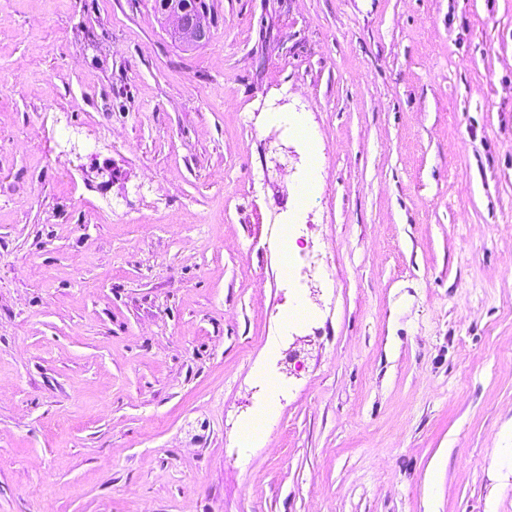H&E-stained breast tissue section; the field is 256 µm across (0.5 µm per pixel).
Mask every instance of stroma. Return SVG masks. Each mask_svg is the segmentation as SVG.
<instances>
[{"mask_svg": "<svg viewBox=\"0 0 512 512\" xmlns=\"http://www.w3.org/2000/svg\"><path fill=\"white\" fill-rule=\"evenodd\" d=\"M207 2L0 0V512H512V0ZM197 0H161L159 8L172 21L171 36L183 44L205 46L213 36L207 13L199 11Z\"/></svg>", "mask_w": 512, "mask_h": 512, "instance_id": "35a3bbf8", "label": "stroma"}]
</instances>
